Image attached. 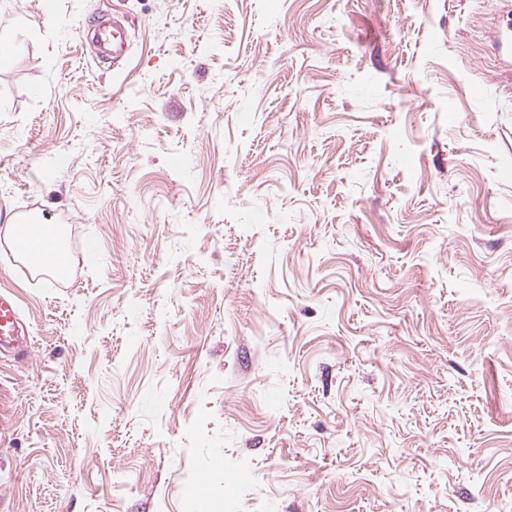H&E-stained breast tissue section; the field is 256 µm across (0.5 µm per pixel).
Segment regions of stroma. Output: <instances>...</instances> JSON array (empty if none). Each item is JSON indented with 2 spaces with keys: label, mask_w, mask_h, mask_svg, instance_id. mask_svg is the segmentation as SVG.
Instances as JSON below:
<instances>
[{
  "label": "stroma",
  "mask_w": 512,
  "mask_h": 512,
  "mask_svg": "<svg viewBox=\"0 0 512 512\" xmlns=\"http://www.w3.org/2000/svg\"><path fill=\"white\" fill-rule=\"evenodd\" d=\"M511 28L512 0H0V230L71 259L0 239L32 338L0 512H512ZM89 34L112 51V63L121 59L128 51V35L120 25L113 24L112 29H109L95 24L87 30L86 37ZM35 247L43 251L48 260L54 263L55 267L66 270V252L60 242H58V230L54 225H51L50 235L45 240L37 242ZM24 254L26 255L25 262L35 270H42L49 266L45 261L46 256L39 251L28 250Z\"/></svg>",
  "instance_id": "stroma-1"
}]
</instances>
